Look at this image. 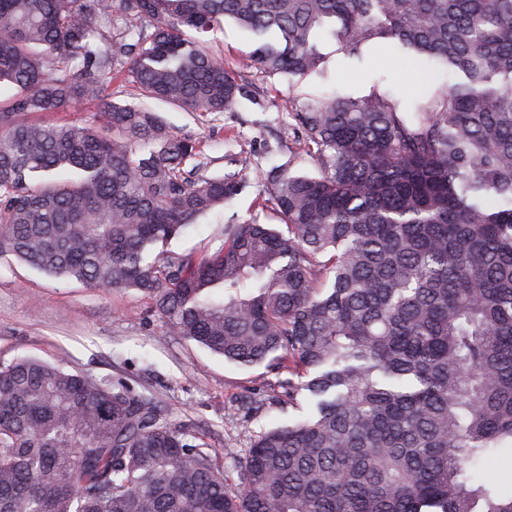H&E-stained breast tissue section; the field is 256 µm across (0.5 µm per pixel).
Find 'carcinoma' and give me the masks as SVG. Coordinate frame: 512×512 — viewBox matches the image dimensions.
<instances>
[{"instance_id":"cac0c4a2","label":"carcinoma","mask_w":512,"mask_h":512,"mask_svg":"<svg viewBox=\"0 0 512 512\" xmlns=\"http://www.w3.org/2000/svg\"><path fill=\"white\" fill-rule=\"evenodd\" d=\"M226 21L265 77L327 82L332 54L383 45L450 81L409 105L289 98L311 169H258L276 223L172 253L254 165L230 151L214 171L149 105L265 107L199 40ZM120 78L140 103L112 100ZM4 82L0 260L136 291L312 412L252 435L230 475L124 381L0 362V512H512L470 473L512 448V0H0ZM89 100L95 124L40 118Z\"/></svg>"}]
</instances>
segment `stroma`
<instances>
[{"instance_id": "1", "label": "stroma", "mask_w": 512, "mask_h": 512, "mask_svg": "<svg viewBox=\"0 0 512 512\" xmlns=\"http://www.w3.org/2000/svg\"><path fill=\"white\" fill-rule=\"evenodd\" d=\"M204 45L247 76L266 108L243 101L238 111L214 121L195 119L166 104H155L170 129L200 142L207 157L223 159L229 139L254 154L258 168L292 162L309 167L295 153L294 135L283 109L289 97L321 91L346 94L379 87L403 96L405 76H421L399 59L377 53L356 67L337 57L334 78L317 86L310 81L267 78L247 68L253 46L234 24L204 34ZM258 169L243 174L245 190L230 204L200 219L195 228L172 241L173 252H212L224 241V227L251 219L258 196ZM37 357L66 359L70 368L99 377L121 378L137 391L158 397L179 415L196 422L204 441L226 470L240 461L250 436L264 428L294 422L298 410L267 403L259 388L264 367L244 368L169 331L136 292L102 294L75 281H62L25 264L0 262V360ZM478 479L512 494V450L488 452L475 468Z\"/></svg>"}]
</instances>
